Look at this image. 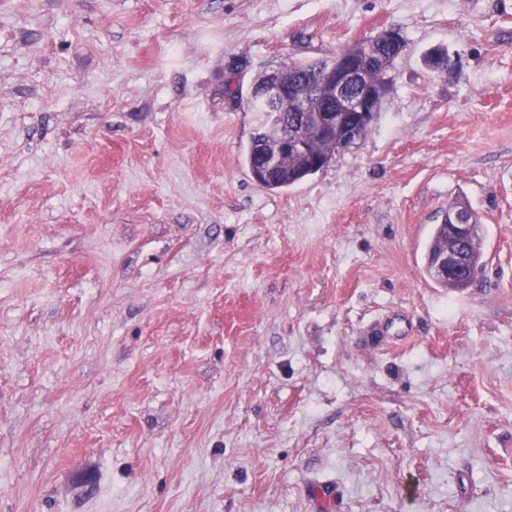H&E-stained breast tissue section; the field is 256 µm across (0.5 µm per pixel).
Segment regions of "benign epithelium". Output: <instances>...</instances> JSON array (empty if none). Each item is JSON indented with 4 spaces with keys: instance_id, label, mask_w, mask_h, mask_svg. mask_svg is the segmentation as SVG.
I'll list each match as a JSON object with an SVG mask.
<instances>
[{
    "instance_id": "1",
    "label": "benign epithelium",
    "mask_w": 512,
    "mask_h": 512,
    "mask_svg": "<svg viewBox=\"0 0 512 512\" xmlns=\"http://www.w3.org/2000/svg\"><path fill=\"white\" fill-rule=\"evenodd\" d=\"M368 66L362 62L358 51L344 58L339 66L331 68L324 81L320 94L327 100L328 108L316 109L309 114L302 126L280 129L274 158H266V163L254 179L258 182L267 176L279 158L306 151L307 135L311 129L318 130V136L334 143L339 134V118L342 113L354 115L363 126L375 122L381 104L391 90V81L371 80ZM294 93L292 84L280 74L273 75L268 90L262 97L269 100L286 98ZM441 223L448 224L452 244L440 251L433 260V273L439 277L452 278L468 271V259L463 246L474 239L478 225L464 218L459 210H450L441 216Z\"/></svg>"
}]
</instances>
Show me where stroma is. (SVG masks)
Returning <instances> with one entry per match:
<instances>
[{"mask_svg":"<svg viewBox=\"0 0 512 512\" xmlns=\"http://www.w3.org/2000/svg\"><path fill=\"white\" fill-rule=\"evenodd\" d=\"M389 27L367 137L257 183L253 77ZM0 512H512V0H0ZM464 204L468 206L470 210V217H472L475 224H473L472 221L464 218L460 210H450L448 212H443L441 216V223L448 224V229L452 238V244L448 245V247L440 251L435 256L433 260V273L443 278H452L454 276L466 274L468 271V259L466 252L470 259L472 272L468 282L461 280L456 282H445L442 280L432 279L436 284L443 288H451L455 290L469 288L472 285L471 283L474 277L476 279L479 270H481L484 266L483 252L480 247V232L476 237L478 233L477 224H479L476 213L467 203L461 201H453L449 203L448 208L446 209L458 208ZM480 226L481 225L479 224V227ZM464 245L465 250L463 249Z\"/></svg>","mask_w":512,"mask_h":512,"instance_id":"35a3bbf8","label":"stroma"}]
</instances>
